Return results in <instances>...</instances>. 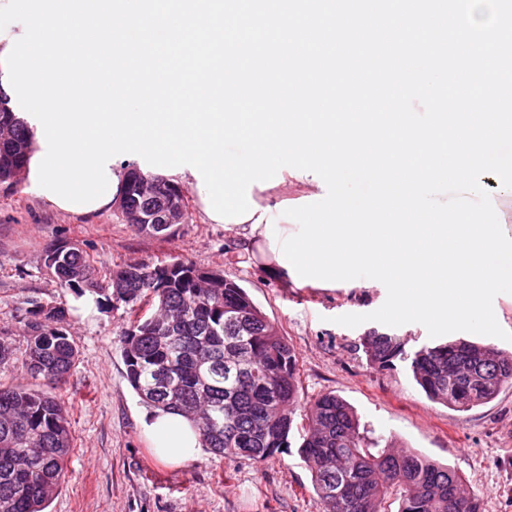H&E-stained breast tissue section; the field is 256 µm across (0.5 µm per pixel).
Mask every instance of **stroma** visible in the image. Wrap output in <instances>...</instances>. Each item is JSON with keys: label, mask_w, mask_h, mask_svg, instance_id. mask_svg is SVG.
<instances>
[{"label": "stroma", "mask_w": 512, "mask_h": 512, "mask_svg": "<svg viewBox=\"0 0 512 512\" xmlns=\"http://www.w3.org/2000/svg\"><path fill=\"white\" fill-rule=\"evenodd\" d=\"M185 195L188 223L161 239L136 233L114 208L72 216L38 199L27 182L0 186V329L13 347L26 346L25 315L33 302L66 306L75 296L45 271L48 244H77L105 268L186 260L245 288L295 348L297 413L319 395L335 393L370 437L454 468L479 512H512V386L463 412L429 400L405 365L379 369L367 362L362 338L378 322L353 328L335 322L380 308L387 297L381 282L359 278L314 288L278 281L249 261L238 235L202 223L193 189ZM311 195L321 199L326 192L289 177L260 198L276 218L279 203L298 207ZM127 326L126 307L105 301L91 319L67 317L78 359L66 384L48 391L67 407L75 448L47 512H323L293 447L259 463L207 450L178 466L157 460L142 430L145 406L126 378L121 339Z\"/></svg>", "instance_id": "obj_1"}]
</instances>
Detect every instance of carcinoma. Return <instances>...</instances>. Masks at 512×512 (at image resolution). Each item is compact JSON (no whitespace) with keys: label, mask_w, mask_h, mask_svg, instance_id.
Returning a JSON list of instances; mask_svg holds the SVG:
<instances>
[{"label":"carcinoma","mask_w":512,"mask_h":512,"mask_svg":"<svg viewBox=\"0 0 512 512\" xmlns=\"http://www.w3.org/2000/svg\"><path fill=\"white\" fill-rule=\"evenodd\" d=\"M0 140V185L12 186L13 169L27 163L26 125L12 112ZM127 192V207L159 211L160 195L144 202ZM134 231L168 238L176 229L134 224ZM44 265L62 288L122 303L133 316L124 331L126 377L150 407L193 416L204 447L217 455L263 461L291 447L300 427L298 454L311 473L324 512H479L462 477L410 449L370 446L353 408L333 393L310 405L295 423L299 363L295 350L239 284L190 262H136L98 277L89 255L66 242L46 247ZM152 312L139 315L142 306ZM67 309L35 302L27 310V343L17 353L0 338V364L17 361L34 379L66 382L78 349L63 328ZM367 361L379 368L407 364L425 395L456 411L493 400L512 384V353L489 345L447 341L409 353L388 333L364 338ZM73 451L68 412L56 398L22 387L0 386V512H44L66 476Z\"/></svg>","instance_id":"cac0c4a2"}]
</instances>
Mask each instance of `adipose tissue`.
Masks as SVG:
<instances>
[{
    "mask_svg": "<svg viewBox=\"0 0 512 512\" xmlns=\"http://www.w3.org/2000/svg\"><path fill=\"white\" fill-rule=\"evenodd\" d=\"M228 230L241 235L246 243L245 249L271 276L289 280L286 267L277 262L278 250L283 239L296 232V225L285 221L273 222L268 218L267 208H259L252 219L236 224L228 223ZM143 433L166 461L179 464L198 457L202 449L200 437L180 413L153 409L143 418Z\"/></svg>",
    "mask_w": 512,
    "mask_h": 512,
    "instance_id": "adipose-tissue-1",
    "label": "adipose tissue"
}]
</instances>
